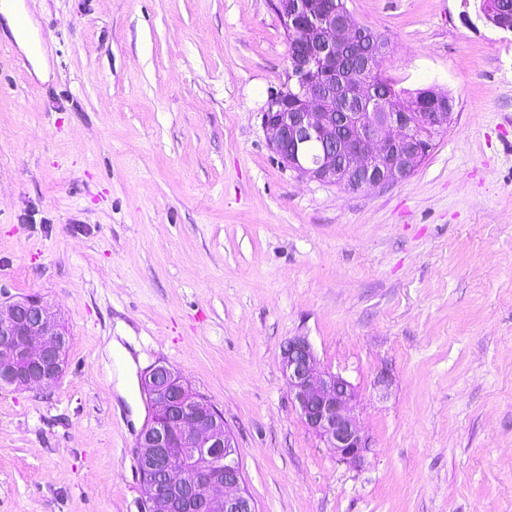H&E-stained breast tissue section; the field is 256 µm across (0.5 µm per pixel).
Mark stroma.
Returning <instances> with one entry per match:
<instances>
[{
  "label": "stroma",
  "mask_w": 512,
  "mask_h": 512,
  "mask_svg": "<svg viewBox=\"0 0 512 512\" xmlns=\"http://www.w3.org/2000/svg\"><path fill=\"white\" fill-rule=\"evenodd\" d=\"M11 2L0 295L70 343L55 384L0 389V512H143L156 363L222 411L257 512H512V36L461 0H346L397 88L454 100L412 175L347 192L269 146L267 0ZM297 335L356 387L360 465L291 400Z\"/></svg>",
  "instance_id": "stroma-1"
}]
</instances>
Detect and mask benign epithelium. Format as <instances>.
I'll use <instances>...</instances> for the list:
<instances>
[{"mask_svg": "<svg viewBox=\"0 0 512 512\" xmlns=\"http://www.w3.org/2000/svg\"><path fill=\"white\" fill-rule=\"evenodd\" d=\"M283 29L304 36L289 56L287 77L297 79L298 101L288 106V84L272 89L262 111L269 145L282 166L299 178L345 188H374L411 175L423 162L422 124L407 112H390L367 100L364 82L350 83L348 101L368 102L367 112L336 111V91L311 77L318 66L330 74L340 52L368 41L363 30L339 25L331 0H270ZM438 133L448 132V105L426 113ZM68 333L37 295L0 301V385L23 390L55 383L63 373ZM288 391L306 428L336 458L355 465L369 442L353 412L356 386L341 373L318 370L315 350L294 336L282 351ZM141 387L153 407L141 440L144 496L151 512H169L174 490L188 488L224 512H256L243 485L234 439L221 412L163 364L149 367Z\"/></svg>", "mask_w": 512, "mask_h": 512, "instance_id": "1", "label": "benign epithelium"}]
</instances>
